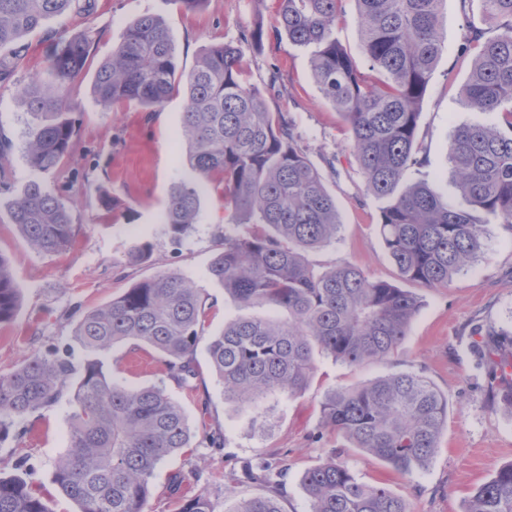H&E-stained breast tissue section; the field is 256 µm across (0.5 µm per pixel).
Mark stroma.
<instances>
[{
  "label": "stroma",
  "instance_id": "35a3bbf8",
  "mask_svg": "<svg viewBox=\"0 0 512 512\" xmlns=\"http://www.w3.org/2000/svg\"><path fill=\"white\" fill-rule=\"evenodd\" d=\"M279 9L280 0H206L191 11L180 9L173 0H96L91 15L75 12L49 19L42 30L26 38L14 77L0 83V132L12 143L6 163L9 180L0 186V254L10 261L19 292L16 316L0 324V373L15 368L25 355L72 346L84 311L109 303L161 271L185 274L205 297L207 334L234 321L287 317L281 310L238 304L209 277L207 269L225 230L219 193L203 196L196 224L184 233L172 234L161 222L169 189L181 175L183 90H174L164 109L153 114L134 101H119L106 109L93 96L99 66L119 44L126 25L143 14L164 21L183 73L194 68L206 49L239 42L255 25L264 27L262 47L247 52V78L270 111L295 121L302 146L322 172L341 220L335 240L309 253L310 264L321 270L351 261L372 277L397 281L377 228L379 203L365 190L348 126L318 90L309 49L273 36ZM443 11L445 50L421 106L418 143L428 160V181L464 209L468 202L449 174V137L455 125L489 123L493 117L466 110L460 97L470 70L469 60L458 56L465 15L478 13L479 6L474 2L465 13L459 0H446ZM87 26L100 37L70 88L77 104V148L43 178L47 189L69 208L74 239L67 251L45 255L18 233L2 206L36 176L27 161L28 115L19 103L18 88L46 67L48 36L73 34ZM104 194L111 198L112 208L102 207ZM142 243L150 246L149 258L132 262L131 248ZM414 291L422 305L389 361L350 366L314 353V375L306 389L290 398L269 399L257 426L250 412L225 400L205 346L197 348V374L188 389L168 377L154 349L132 341L116 344L109 358L113 378L132 388L163 387L182 406L191 431L188 452L168 459L156 471L147 512H176L179 500L201 492L209 495L215 512H224L226 476L245 464L263 462L283 472L284 512H309L303 475L332 453L362 481L401 495L411 512H466L473 489L512 463V414L492 399L498 381L472 353L476 337L512 332V229L486 225L481 249L469 268L448 287L418 285ZM390 372L422 373L449 400L439 449L428 467L411 477L321 432L322 403L334 387ZM68 416L67 401H60L29 416L19 431L0 442V471L13 472L22 461L31 465L30 480L50 499L54 512L79 510L51 479L55 460L69 446ZM217 428L224 445L213 448L206 435Z\"/></svg>",
  "mask_w": 512,
  "mask_h": 512
}]
</instances>
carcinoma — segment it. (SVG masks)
I'll use <instances>...</instances> for the list:
<instances>
[{"mask_svg":"<svg viewBox=\"0 0 512 512\" xmlns=\"http://www.w3.org/2000/svg\"><path fill=\"white\" fill-rule=\"evenodd\" d=\"M78 0H0V82L9 79L23 40L50 17L66 15ZM276 36L313 48L310 66L323 98L352 134V149L366 191L382 202L378 231L405 281L446 288L474 262L484 224L512 227V0H479L482 21L469 22L461 55L471 70L461 93L473 112L502 115L504 126L459 124L448 141L450 172L468 208L457 209L426 180L411 181L421 166L417 129L433 70L444 48L445 0H355L364 73L333 29L342 0H280ZM258 25L238 44L209 48L187 75L177 73L175 46L163 20L141 15L99 68L98 103L134 101L151 112L164 107L175 85L184 87L180 159L185 175L171 186L162 223L175 235L197 222L200 190L222 191L224 235L208 272L245 305L288 312V321L231 322L208 337L212 371L224 399L260 411L275 394L292 397L309 384L312 354L361 365L389 360L407 336L420 306L410 290L376 279L344 261L317 270L307 255L336 238V200L300 145L294 122L272 112L246 77L243 45L261 47ZM95 32L87 27L50 43L48 64L29 78L19 99L29 116L27 157L42 174L57 170L75 149L76 105L70 86L80 77ZM10 220L40 253L55 254L73 240L65 204L32 180L8 204ZM18 303L9 260L0 254V323ZM205 333V300L192 281L160 272L112 302L80 316L74 340L82 351L50 349L0 374V441L16 423L68 396L69 448L53 465L52 481L79 512H145L151 479L169 458L189 447L181 406L159 386L127 388L112 378L108 354L132 340L157 351L168 375L187 387ZM512 337L477 347L492 363L498 391L512 411ZM448 421V398L418 373H389L341 386L322 405V427L403 476L434 457ZM255 477L249 465L224 485L225 512H283L278 490L248 500L233 485ZM310 512H411L386 487L359 480L328 455L303 478ZM0 512H52L32 488L28 472L0 473ZM177 512H214L205 493L179 503ZM467 512H512V464L477 486Z\"/></svg>","mask_w":512,"mask_h":512,"instance_id":"1","label":"carcinoma"}]
</instances>
